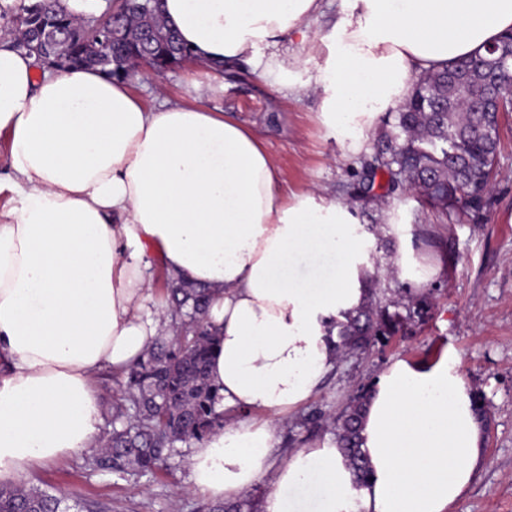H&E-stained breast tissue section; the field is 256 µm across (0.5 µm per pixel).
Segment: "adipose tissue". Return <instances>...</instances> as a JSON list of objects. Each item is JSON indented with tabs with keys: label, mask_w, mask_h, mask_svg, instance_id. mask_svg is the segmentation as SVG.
<instances>
[{
	"label": "adipose tissue",
	"mask_w": 512,
	"mask_h": 512,
	"mask_svg": "<svg viewBox=\"0 0 512 512\" xmlns=\"http://www.w3.org/2000/svg\"><path fill=\"white\" fill-rule=\"evenodd\" d=\"M163 9L196 67L220 76L248 64L278 90H313L329 134L352 152L416 76L512 30V0H341L316 42L308 29L322 0ZM284 40L299 52L275 53ZM0 136L12 169L0 178L11 194L0 207V486L96 447L98 371L125 374L171 335L175 318L150 288L156 253L173 282L212 296L209 375L226 421L191 445L194 491L231 501L264 478L262 512H293L285 491L316 482L317 512H351L356 500L363 512H451L483 470L475 395L445 359L397 360L371 388L360 425L367 487L353 489L336 439L281 448V418L335 367L337 325L367 302L374 268L350 205L285 198L265 147L202 94L148 109L126 81L41 66L4 38ZM312 253L335 258L314 283L296 272Z\"/></svg>",
	"instance_id": "obj_1"
}]
</instances>
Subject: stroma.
Instances as JSON below:
<instances>
[{
	"label": "stroma",
	"instance_id": "stroma-1",
	"mask_svg": "<svg viewBox=\"0 0 512 512\" xmlns=\"http://www.w3.org/2000/svg\"><path fill=\"white\" fill-rule=\"evenodd\" d=\"M198 84L211 109L239 121L264 144L287 192L319 190L348 202L358 194L374 149L345 152L322 124L312 93L277 92L247 66L219 78L187 63L130 88L151 107L158 94L178 101ZM502 126L496 176L479 212L440 213L415 193H386V179L378 177L376 200L365 208L364 249L385 267L394 265L402 246L415 260L435 263L438 273L426 287L432 304L390 342L339 361L307 404L311 411L335 413L360 385H375L393 361L432 362L453 353L459 376L485 397L487 438V464L453 512H512V113ZM389 220L409 225L405 243L377 233L376 224ZM189 452V445H178L166 468L135 476L90 470L78 455L37 470L27 484L103 512H204L207 499L189 484Z\"/></svg>",
	"mask_w": 512,
	"mask_h": 512
}]
</instances>
